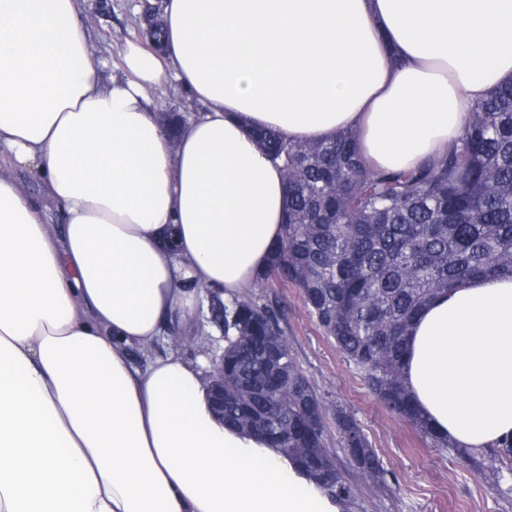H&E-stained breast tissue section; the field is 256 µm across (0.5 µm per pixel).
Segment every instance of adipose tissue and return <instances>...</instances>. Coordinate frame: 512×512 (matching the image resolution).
<instances>
[{
    "mask_svg": "<svg viewBox=\"0 0 512 512\" xmlns=\"http://www.w3.org/2000/svg\"><path fill=\"white\" fill-rule=\"evenodd\" d=\"M119 55L80 0H0V512H333L215 418L205 357L155 347L197 297L254 288L282 236L250 128L351 129L380 169L442 155L512 81V0H167ZM174 84L198 106L175 137L153 99ZM404 371L457 445L512 436V278L437 295Z\"/></svg>",
    "mask_w": 512,
    "mask_h": 512,
    "instance_id": "adipose-tissue-1",
    "label": "adipose tissue"
}]
</instances>
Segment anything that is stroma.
<instances>
[{
    "instance_id": "stroma-1",
    "label": "stroma",
    "mask_w": 512,
    "mask_h": 512,
    "mask_svg": "<svg viewBox=\"0 0 512 512\" xmlns=\"http://www.w3.org/2000/svg\"><path fill=\"white\" fill-rule=\"evenodd\" d=\"M164 0H83L95 52L117 56L122 40L141 37ZM275 304L291 352L329 405L354 415L386 471V489L375 488L339 457L341 474L358 485V512H512V474L501 482L475 476L452 451L431 447L410 424L383 408L355 368L306 312L298 288L273 283L255 288Z\"/></svg>"
}]
</instances>
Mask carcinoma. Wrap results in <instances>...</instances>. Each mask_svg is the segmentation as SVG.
<instances>
[{"mask_svg":"<svg viewBox=\"0 0 512 512\" xmlns=\"http://www.w3.org/2000/svg\"><path fill=\"white\" fill-rule=\"evenodd\" d=\"M284 172L281 243L260 279L299 288L304 308L367 391L435 448L452 449L484 478L512 471V438L476 453L439 435L403 377L418 313L470 279L512 277V84L479 101L462 136L411 170H379L343 129L325 142L291 143L252 130ZM209 323L224 334V427L288 462L343 512L358 486L336 464L324 417L329 406L298 367L279 313L254 296L211 300ZM342 448L376 486L385 470L355 418L333 410Z\"/></svg>","mask_w":512,"mask_h":512,"instance_id":"cac0c4a2","label":"carcinoma"}]
</instances>
